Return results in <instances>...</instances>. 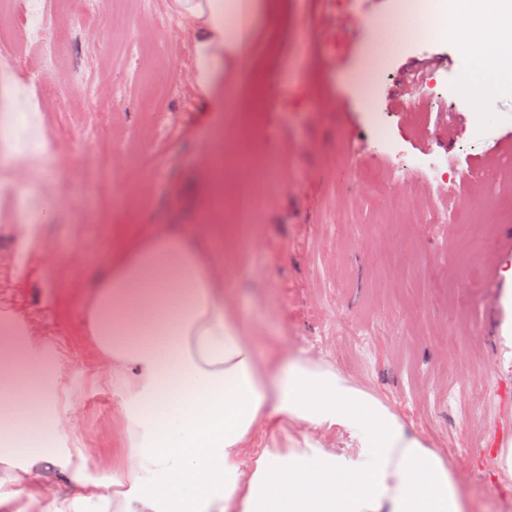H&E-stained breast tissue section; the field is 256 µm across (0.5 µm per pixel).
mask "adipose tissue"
Wrapping results in <instances>:
<instances>
[{"label":"adipose tissue","instance_id":"obj_1","mask_svg":"<svg viewBox=\"0 0 512 512\" xmlns=\"http://www.w3.org/2000/svg\"><path fill=\"white\" fill-rule=\"evenodd\" d=\"M288 0H246L229 32L230 0H170L192 32L189 78L208 101L248 86L255 29ZM427 34L455 41L473 63L461 90L474 96L512 87V0H429ZM20 88L0 68V163L38 170L50 154L25 130L41 115L16 111ZM180 233L146 231L120 239L95 291L83 302L90 334L118 387L125 460L113 467L101 499L112 512H464L456 475L444 458L407 430L376 396L333 367L278 350L260 353L250 323L224 295L216 272L223 252ZM23 341H0V399L44 396L47 367L34 351L37 327ZM342 428L355 436L346 454L309 437L273 438L258 453L262 424Z\"/></svg>","mask_w":512,"mask_h":512}]
</instances>
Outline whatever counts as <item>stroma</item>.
Segmentation results:
<instances>
[{
	"label": "stroma",
	"instance_id": "obj_1",
	"mask_svg": "<svg viewBox=\"0 0 512 512\" xmlns=\"http://www.w3.org/2000/svg\"><path fill=\"white\" fill-rule=\"evenodd\" d=\"M168 4L110 0L104 51L68 0H51L41 49L22 50L13 0H0V65L33 87L41 134L58 148L32 185L51 257L17 262L19 197L0 195V322L40 329L39 358L56 369L47 398L76 421L62 440L13 441L41 448L43 496L80 491L77 512H103L99 494L124 455L108 365L80 303L59 307L57 293L96 284L118 226L210 224L223 237L247 170L274 158L277 187L246 227L257 242L227 272L255 343L331 363L445 457L467 512H512V477L497 465L512 444V251L500 248L512 231V149L500 145L512 136V90L492 91L485 123L469 115L450 141L424 147L441 111L469 104L457 92L465 59L455 43L396 27L410 13L402 0H288L287 14L256 32L247 144L225 150L224 191L212 196L206 175L227 114L187 80L192 36ZM379 28L396 29L399 45L375 39ZM426 57L443 62L436 84L402 108L401 75ZM433 162L457 195H436ZM479 166L485 178L467 180ZM373 168L407 181L406 193L365 190ZM458 220L492 225L490 241L453 245Z\"/></svg>",
	"mask_w": 512,
	"mask_h": 512
}]
</instances>
